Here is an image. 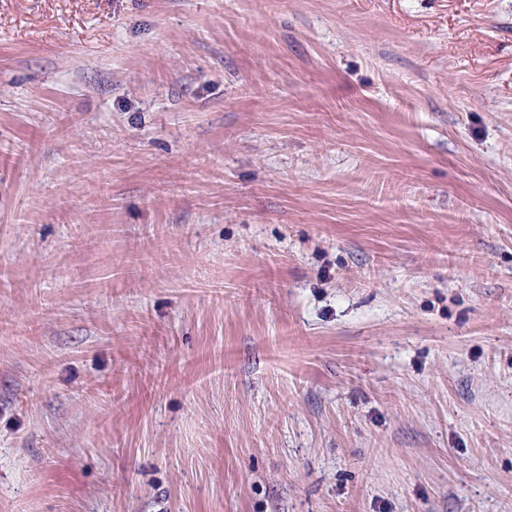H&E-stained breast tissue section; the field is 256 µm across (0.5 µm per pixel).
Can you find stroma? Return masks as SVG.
I'll list each match as a JSON object with an SVG mask.
<instances>
[{
	"instance_id": "stroma-1",
	"label": "stroma",
	"mask_w": 512,
	"mask_h": 512,
	"mask_svg": "<svg viewBox=\"0 0 512 512\" xmlns=\"http://www.w3.org/2000/svg\"><path fill=\"white\" fill-rule=\"evenodd\" d=\"M0 512H512V0H0Z\"/></svg>"
}]
</instances>
